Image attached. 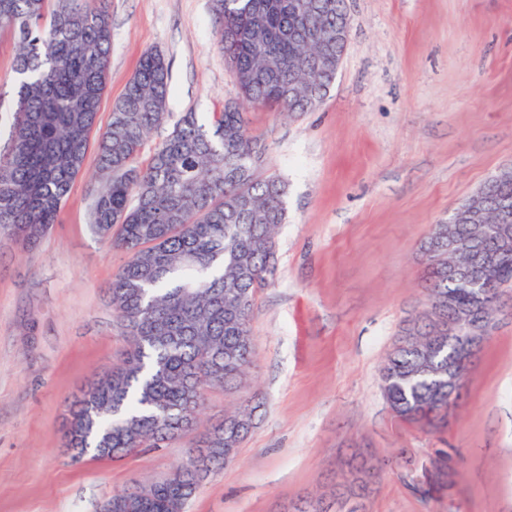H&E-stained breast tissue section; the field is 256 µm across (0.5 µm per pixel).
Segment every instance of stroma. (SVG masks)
Instances as JSON below:
<instances>
[{
	"label": "stroma",
	"instance_id": "1",
	"mask_svg": "<svg viewBox=\"0 0 512 512\" xmlns=\"http://www.w3.org/2000/svg\"><path fill=\"white\" fill-rule=\"evenodd\" d=\"M348 47L313 112L247 108L259 177L288 185L279 270L258 289L254 360L211 388L204 424L250 397L256 426L184 512H292L327 496L360 453L366 512H512V288L446 425L398 418L381 367L423 305L421 245L488 177L512 167V0H346ZM111 66L99 123L143 52L170 69L172 118L203 123L238 88L210 0H108ZM97 149L36 247L0 236V512H101L187 459L190 432L112 461L67 448V406L109 369L126 328L106 290L124 251L90 226Z\"/></svg>",
	"mask_w": 512,
	"mask_h": 512
}]
</instances>
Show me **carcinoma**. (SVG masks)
<instances>
[{
    "label": "carcinoma",
    "instance_id": "carcinoma-1",
    "mask_svg": "<svg viewBox=\"0 0 512 512\" xmlns=\"http://www.w3.org/2000/svg\"><path fill=\"white\" fill-rule=\"evenodd\" d=\"M217 46L226 53L243 99L277 112H311L327 95L336 66L319 62L305 37L288 39L315 8L344 27L346 0H211ZM11 29L15 97L0 99L11 114V138L0 154V231L37 244L56 222L75 179L85 169L90 138L110 70L108 0H0V28ZM300 59L310 83L288 106L285 60ZM169 68L155 51L143 53L98 142L103 179L92 187L91 228L128 254L108 286L112 309L125 323L128 347L105 376L70 407L73 458L91 453L122 458L181 435L198 420L204 390L239 379L254 354L250 322L258 288L278 264L275 235L286 217L287 184L254 175L265 147L233 102L209 125L183 113L172 132L141 154L169 119ZM490 201H512V175L501 171L481 187ZM426 298L434 308L408 320L387 355L382 389L392 410L408 421L432 423L448 412V387L435 374L448 368V296L470 302L469 289L448 278L434 240ZM492 288L512 283V252L486 273ZM252 408L224 417L201 437L209 472L221 469L253 427ZM366 470L342 475L334 500L311 512H360ZM192 462L170 479L128 489L107 500L123 512H183L196 492Z\"/></svg>",
    "mask_w": 512,
    "mask_h": 512
}]
</instances>
